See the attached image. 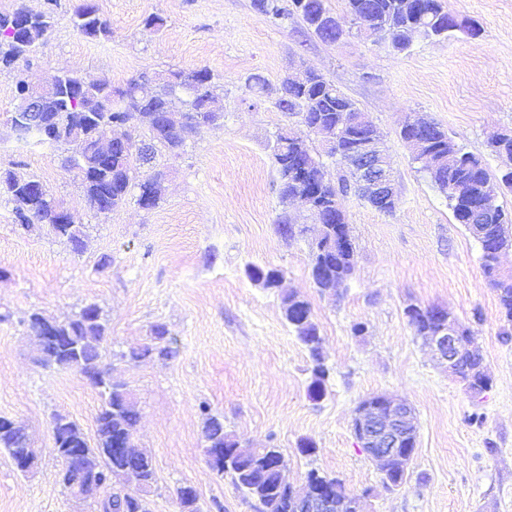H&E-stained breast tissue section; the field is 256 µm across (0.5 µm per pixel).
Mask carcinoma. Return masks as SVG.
Returning <instances> with one entry per match:
<instances>
[{
    "mask_svg": "<svg viewBox=\"0 0 512 512\" xmlns=\"http://www.w3.org/2000/svg\"><path fill=\"white\" fill-rule=\"evenodd\" d=\"M57 0H46L47 8L35 15L21 2L12 10L0 11V71L19 72L20 62H27L52 31L53 11ZM347 12L374 34L375 42L403 52L413 38L446 39L456 32V18L443 10L441 0H415L416 20L421 32L413 30L406 0H345ZM253 8L274 26L286 27L301 19L308 30L326 42H337L342 30L336 25L327 0H253ZM74 28L93 39L111 35L109 22L100 16L92 4L74 11ZM143 72L121 87L86 74L62 72L40 92L43 116L55 131L50 140L35 131H27L23 140L36 139L68 152L64 167L73 173L93 210L107 215L120 208L128 198L143 201L152 210L161 199L163 173L151 181H136V170L156 162L163 153L177 155L190 137L202 126L215 125L221 112L215 107L219 84L207 68L169 71L157 90L149 96L137 92L139 81L147 78ZM252 88L260 95L277 94L276 105L283 112L301 116L302 123L337 127L343 133L363 137L367 126L355 122L362 114L356 104L341 92L326 76H311L306 83L296 84L283 77L271 84L264 76L253 73L248 77ZM29 108L25 81L15 80V106L11 116L23 114ZM141 114H152L142 136L131 144H119L103 139L107 128L125 126ZM402 139L416 138L426 143L433 156V171L429 177L448 198L455 220L471 229L483 225L481 265L489 285L497 292L505 318L512 323V273H504L498 265L499 250L512 246V213L499 204L500 217L489 218L482 187L494 180L497 195L512 192V130L504 139L490 146L503 160L504 168L493 176L483 160L459 145L448 148V133L438 124L423 130L399 132ZM272 158L278 174L279 195L283 205L298 193L315 186L320 191L321 211L314 215L332 227L341 222L336 202L352 190L351 178L344 172L331 179L311 145L299 148L287 130L280 131L271 144ZM43 185L34 176H22L11 168L0 167V191L13 204L14 223L26 230L47 224L66 240L70 249L84 250L83 231L76 224H60L50 205V199L33 191ZM354 250L336 249V236H325L311 251V264L319 273L315 285L320 290L336 282V271L349 275L353 269ZM306 346L311 360L312 381L308 392L318 399L325 395L329 369L320 353L322 343L316 323L289 322ZM28 328L41 353V363L58 370L75 369L101 390L103 406L97 417L96 442L90 443L80 426L68 417L57 414L53 433L54 452L61 462L59 481L63 488H78L91 483L102 490L103 499L96 505L99 512H150L145 497H137L122 489H112V477L129 473L136 484L153 487L156 473L151 456L139 447L136 435L140 414L129 399L124 385L112 382V365L105 363V347L110 340L109 326L102 308L91 303L74 316L55 322L53 332L45 328V317L33 313ZM175 341L163 324L152 329L149 342L119 354L121 361L138 363L158 357L168 359L176 354ZM203 438L208 457H223L221 465L211 469L231 476L235 485L258 498L262 512H299L294 507L289 486L280 481L279 468L284 455L278 448H244L233 435L224 431V420L207 412ZM0 450L10 457L25 452L26 470L36 467L38 458L28 446L25 426L0 416ZM306 480L319 481L324 493L333 497L334 512H352L354 492L338 479L312 469Z\"/></svg>",
    "mask_w": 512,
    "mask_h": 512,
    "instance_id": "1",
    "label": "carcinoma"
}]
</instances>
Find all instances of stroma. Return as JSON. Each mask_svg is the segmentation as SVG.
<instances>
[{"label":"stroma","instance_id":"stroma-1","mask_svg":"<svg viewBox=\"0 0 512 512\" xmlns=\"http://www.w3.org/2000/svg\"><path fill=\"white\" fill-rule=\"evenodd\" d=\"M81 2L58 0L52 33L24 69L30 81L70 71L118 87L144 71L205 67L222 86L224 119L180 156L160 157L169 176L158 207L131 200L103 216L63 168V149L14 139V76L0 72V164L22 161V173L37 176L85 233L83 252L73 253L49 226L22 230L0 195V416L26 426L39 456L22 473L0 453V512H92L59 482L50 423L66 415L94 437L103 399L79 372L41 367L27 329L31 313L62 320L90 303L111 328L105 360L141 413L139 443L156 472L151 512H179L183 486L196 490L201 512L260 510L207 465L203 404L242 445L280 448L293 486L316 469L349 490H370V512H512V340L501 336L479 242L399 137L408 117L434 120L498 172L488 141L512 129V0H442L449 14L476 21L479 35L419 39L403 52L355 35L324 42L299 24L274 27L252 0H93L112 35L92 40L72 24ZM151 14L165 19L160 32L145 29ZM303 66L372 119L397 192L389 214L343 198L354 269L325 294L311 276V234L287 240L276 224L284 210L292 223L305 221L302 205L283 209L270 152L281 128L300 129V118L247 83L259 73L275 84ZM252 266L282 269V286L256 284ZM285 291L309 302L322 336L330 377L317 400L308 394L309 355L283 315ZM411 304L447 307L469 326L491 379L485 392L471 396L436 364L408 323ZM160 323L177 341L175 357L115 361ZM381 393L408 401L418 418L408 479L394 490L351 426L358 402ZM303 438L314 454L299 452Z\"/></svg>","mask_w":512,"mask_h":512}]
</instances>
